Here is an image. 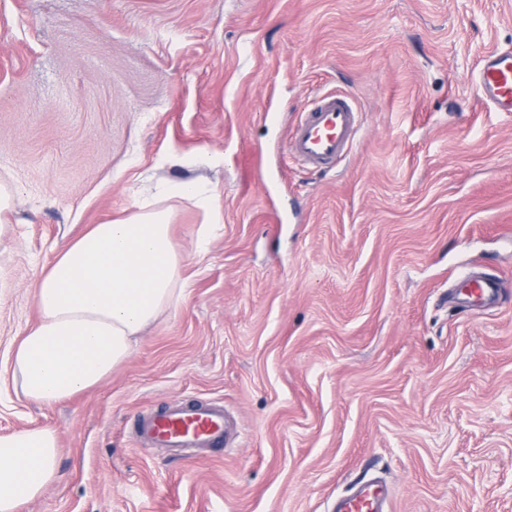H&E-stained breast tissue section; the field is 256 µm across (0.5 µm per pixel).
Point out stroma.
Returning <instances> with one entry per match:
<instances>
[{"instance_id":"stroma-1","label":"stroma","mask_w":512,"mask_h":512,"mask_svg":"<svg viewBox=\"0 0 512 512\" xmlns=\"http://www.w3.org/2000/svg\"><path fill=\"white\" fill-rule=\"evenodd\" d=\"M512 49V0H0V434L49 426L60 480L20 512H333L384 481L389 512H512V112L476 96ZM348 96L356 145L287 144ZM183 301L100 387L39 405L12 351L36 290L91 225L160 189ZM498 277L491 307L451 296ZM223 404L237 436L138 445L146 407ZM356 126V110L348 97L322 96L295 128L291 153L310 167L328 168L351 150Z\"/></svg>"}]
</instances>
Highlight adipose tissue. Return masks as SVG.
<instances>
[{"label":"adipose tissue","instance_id":"1","mask_svg":"<svg viewBox=\"0 0 512 512\" xmlns=\"http://www.w3.org/2000/svg\"><path fill=\"white\" fill-rule=\"evenodd\" d=\"M187 259L172 239L169 210L155 201L71 241L43 273L39 320L14 348L16 393L57 403L100 386L180 304ZM58 454L49 427L0 435V512H18L57 482Z\"/></svg>","mask_w":512,"mask_h":512}]
</instances>
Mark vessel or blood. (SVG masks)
I'll return each mask as SVG.
<instances>
[{
    "label": "vessel or blood",
    "mask_w": 512,
    "mask_h": 512,
    "mask_svg": "<svg viewBox=\"0 0 512 512\" xmlns=\"http://www.w3.org/2000/svg\"><path fill=\"white\" fill-rule=\"evenodd\" d=\"M477 96L501 112H512V51H484L475 76ZM357 114L350 99L340 94L322 96L306 113L290 138V150L304 164L325 169L346 156L355 140ZM468 302L484 304L500 293L498 279L479 275L461 283ZM231 418L220 404H174L146 412L137 426V439L144 448H166L172 455H185L190 448L227 446ZM390 492L377 483L342 497L335 512H384Z\"/></svg>",
    "instance_id": "obj_1"
}]
</instances>
